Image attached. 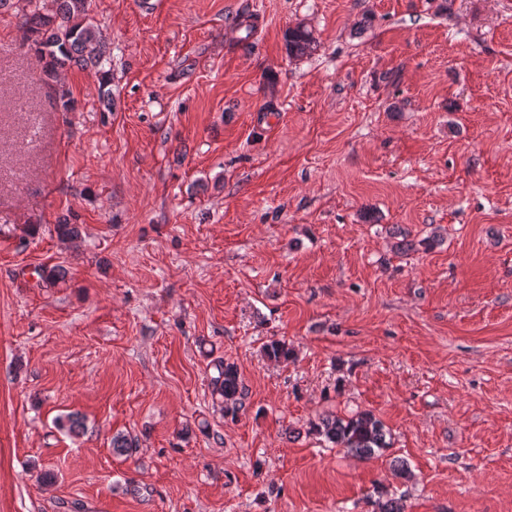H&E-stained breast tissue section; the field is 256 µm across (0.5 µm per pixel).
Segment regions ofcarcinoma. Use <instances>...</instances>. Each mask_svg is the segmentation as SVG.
Wrapping results in <instances>:
<instances>
[{"instance_id": "cac0c4a2", "label": "carcinoma", "mask_w": 512, "mask_h": 512, "mask_svg": "<svg viewBox=\"0 0 512 512\" xmlns=\"http://www.w3.org/2000/svg\"><path fill=\"white\" fill-rule=\"evenodd\" d=\"M88 0H53L52 9L45 13L36 0H0V10L13 8L19 17L24 41L43 64L44 75L52 79L68 67L92 68L102 75L103 104L112 102L109 88L112 48L88 21ZM288 56L297 58L310 54L316 45L311 31L303 25L288 29L284 36ZM64 243L80 236V227L65 219L57 225ZM266 356L274 361H286L292 349L281 340L265 345ZM216 375L212 377V395L224 415L236 416L244 407L245 392L238 367L219 358L213 362ZM310 432L323 438L331 447L343 448L361 457L380 455L391 447L389 432L383 422L369 412L341 417L328 414L311 423Z\"/></svg>"}]
</instances>
